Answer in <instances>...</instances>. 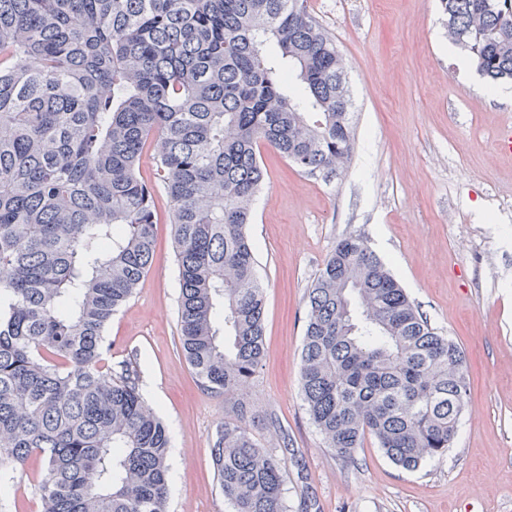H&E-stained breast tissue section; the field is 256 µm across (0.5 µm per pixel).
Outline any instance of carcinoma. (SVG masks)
<instances>
[{"mask_svg":"<svg viewBox=\"0 0 512 512\" xmlns=\"http://www.w3.org/2000/svg\"><path fill=\"white\" fill-rule=\"evenodd\" d=\"M491 86L512 82V0H440ZM352 102L307 0H0V483L36 457L45 512H166L167 428L105 329L152 267L158 206L183 354L234 418L211 457L228 512H288L286 462L239 391L265 358L247 233L261 148L310 174L345 164ZM299 388L326 447L372 436L413 471L448 452L469 399L463 349L359 236L307 291Z\"/></svg>","mask_w":512,"mask_h":512,"instance_id":"1","label":"carcinoma"}]
</instances>
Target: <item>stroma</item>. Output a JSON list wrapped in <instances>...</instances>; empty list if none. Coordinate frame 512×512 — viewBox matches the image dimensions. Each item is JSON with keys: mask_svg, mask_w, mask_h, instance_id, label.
<instances>
[{"mask_svg": "<svg viewBox=\"0 0 512 512\" xmlns=\"http://www.w3.org/2000/svg\"><path fill=\"white\" fill-rule=\"evenodd\" d=\"M342 56L353 102L351 159L304 173L261 151L266 182L248 233L265 287L266 356L246 394L254 439L286 461L289 512H512V85L488 88L450 47L439 0H308ZM154 264L105 331L109 364L134 359L166 424L167 512H226L211 445L223 396L199 386L180 349L171 224L158 207ZM367 238L431 324L466 353L468 405L447 455L415 471L373 438L353 460L326 447L299 390L306 291L343 237ZM41 462L13 469L0 512H37Z\"/></svg>", "mask_w": 512, "mask_h": 512, "instance_id": "obj_1", "label": "stroma"}]
</instances>
